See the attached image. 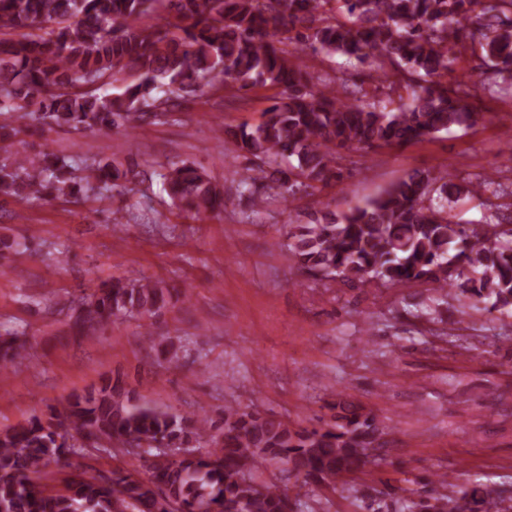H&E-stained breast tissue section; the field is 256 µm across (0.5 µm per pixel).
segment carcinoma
<instances>
[{
    "mask_svg": "<svg viewBox=\"0 0 512 512\" xmlns=\"http://www.w3.org/2000/svg\"><path fill=\"white\" fill-rule=\"evenodd\" d=\"M479 43L482 90L512 87V0H0V96L4 111L44 125L85 132L130 131L167 116L202 86L233 96L273 91L255 124L227 132L246 163L239 195L272 191L285 201L341 177V151L401 147L443 130L477 126L475 86L457 73L461 48ZM311 51L343 58L336 74L313 75ZM121 83V92L100 89ZM408 94L403 100L399 91ZM399 104L386 110L383 103ZM288 156L296 163L278 168ZM158 178L193 216L235 206L202 169L173 162L161 170L94 159L71 163L50 151H18L0 163V196L122 191L131 179ZM486 178L457 184L428 170L407 174L377 197L338 215L291 224L286 247L301 272L352 288L422 281L436 306L448 300L512 310V203L490 204L480 224L450 219L460 196L509 187ZM163 282L120 279L77 300L72 328L102 329L138 314L157 318L173 295ZM146 337L158 355L173 342ZM25 333L0 336V371L31 359ZM330 420L311 429L258 411L227 407L217 421L184 418L156 405L131 404L120 380L0 430V512H297L287 486L259 474L283 465L318 491L350 484L391 452L385 428L339 394L325 401ZM117 449L140 463L112 476L69 473L62 485L44 469L86 449ZM366 512H512V497L475 484L451 495L401 486L368 497Z\"/></svg>",
    "mask_w": 512,
    "mask_h": 512,
    "instance_id": "obj_1",
    "label": "carcinoma"
}]
</instances>
